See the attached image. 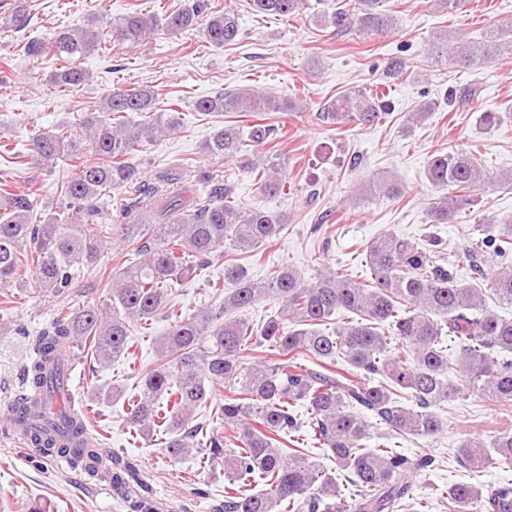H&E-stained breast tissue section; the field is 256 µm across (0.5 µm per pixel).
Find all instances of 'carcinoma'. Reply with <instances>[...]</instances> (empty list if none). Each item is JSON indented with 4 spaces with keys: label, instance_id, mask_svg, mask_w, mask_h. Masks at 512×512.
Masks as SVG:
<instances>
[{
    "label": "carcinoma",
    "instance_id": "cac0c4a2",
    "mask_svg": "<svg viewBox=\"0 0 512 512\" xmlns=\"http://www.w3.org/2000/svg\"><path fill=\"white\" fill-rule=\"evenodd\" d=\"M257 14L288 16L306 0H250ZM332 24L338 33L382 36L393 26L384 0H339ZM202 29L206 42L222 48L238 41V14L213 11L208 0H187L169 14L134 11L112 25V43L129 49L159 35ZM499 28L474 46L457 36L441 38L437 52L464 70H475L503 49ZM102 48L96 25L63 27L45 40L33 37L24 55L36 62L52 51L60 66L47 82L76 89L90 73L83 60ZM474 84L451 88L447 100L466 108ZM148 86L117 88L103 97L102 116L82 117L74 134L64 125L31 137V156L47 174L60 162L81 158L83 143L96 160L83 161L61 192L68 210L38 209L32 194L0 187V294L34 284L36 292L60 297L77 272H95L112 241L137 245L134 257L107 275L102 307L70 306L37 338L41 358L25 366L35 394L24 409L27 433L50 455L72 453L83 470L97 476V456L83 426L68 415V400H48L46 370L60 347L87 350L96 364L110 366L129 354L132 329L168 321L154 339L157 362L127 400V421L146 442L157 430L168 435L170 459L195 452L224 466L222 512H425L426 498L412 476L435 467L429 454L409 457L392 440L433 438L447 426L444 406L470 396L512 405V318L488 308L487 299L512 307V224L471 241L464 256L470 279L458 277L441 258L435 236L380 235L366 245L372 282L364 284L340 268L323 266L307 281L293 267L263 281L233 262L256 254L286 229L288 219L259 205H245L227 179L177 165L149 174L129 162L160 137L177 130L180 113L156 111ZM296 105L255 89L218 91L195 100L199 113L259 117L289 112ZM389 90L378 85L337 98L322 108L324 120L374 125L391 115ZM262 123L244 131L225 125L205 142L210 158L233 163L268 196L283 193L285 158ZM257 146L249 150L246 142ZM435 189L428 215L446 224L472 205L489 185L512 187V173H490L475 154L434 150L425 168ZM388 198L403 187L393 178L374 185ZM122 196L111 209L113 195ZM224 252V277L210 283L211 303L182 311L175 286L193 279ZM278 308L260 325L236 316L265 300ZM260 350L252 363L246 351ZM224 391V403L213 405ZM305 408V415L296 407ZM211 420L212 427L197 421ZM307 426L329 468L299 451L281 447ZM375 438L373 448L367 442ZM456 461L476 479L485 469L512 462V431L489 442L467 438ZM454 512H512V485L477 482L448 486Z\"/></svg>",
    "mask_w": 512,
    "mask_h": 512
}]
</instances>
